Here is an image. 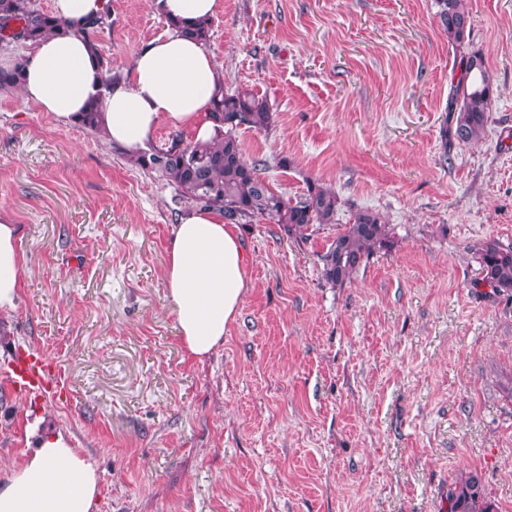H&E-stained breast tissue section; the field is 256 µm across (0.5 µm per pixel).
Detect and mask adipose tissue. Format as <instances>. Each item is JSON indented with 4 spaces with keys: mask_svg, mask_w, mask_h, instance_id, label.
I'll return each mask as SVG.
<instances>
[{
    "mask_svg": "<svg viewBox=\"0 0 512 512\" xmlns=\"http://www.w3.org/2000/svg\"><path fill=\"white\" fill-rule=\"evenodd\" d=\"M103 0H53L64 31L31 45L20 92L63 122L82 117L100 78L85 33ZM224 73L201 43L171 29L139 51L127 74L102 100L99 121L113 146L133 156L166 124L214 134L210 102ZM24 275L17 227L0 215V311L15 310ZM182 346L203 359L224 344L247 288L246 257L222 212L196 208L176 224L164 269ZM29 453L0 479V512H91L98 494L95 467L61 432L32 426Z\"/></svg>",
    "mask_w": 512,
    "mask_h": 512,
    "instance_id": "ef3b65f1",
    "label": "adipose tissue"
}]
</instances>
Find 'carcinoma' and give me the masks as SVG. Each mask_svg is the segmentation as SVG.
<instances>
[{"label": "carcinoma", "instance_id": "cac0c4a2", "mask_svg": "<svg viewBox=\"0 0 512 512\" xmlns=\"http://www.w3.org/2000/svg\"><path fill=\"white\" fill-rule=\"evenodd\" d=\"M438 16L449 38L461 44L470 33L469 16L461 0H436ZM197 41L206 43L211 37V24L175 23ZM64 28L54 15L38 8L35 0H0V48L15 49L19 44H33ZM102 71L100 92L89 102L79 124L98 133L97 114L101 99L112 82L121 77L112 63L97 54ZM25 56L10 70L0 69V89L18 88L23 81ZM461 74L448 106V127L443 138L459 142H476L484 134L489 119L493 86L482 57L464 56ZM210 119L214 137L208 142H195L181 134L172 135L159 147L129 158L143 173L166 181L183 197L202 208L224 214L229 224H239L260 217L279 225L285 235H303L314 224H332L340 205L338 194L331 188L310 181L306 190L295 198L273 190L263 174L271 168L269 159L261 156L248 161L237 132L239 128L267 132L274 124V112L264 97L250 90L231 93L219 89L212 102ZM393 246L390 230L380 213L358 210L344 229L336 234L321 256L322 279L342 285L351 279L361 264L381 249ZM484 282L491 292L512 290V246L487 240L475 251ZM448 512H497L480 479L471 475L456 483L448 493Z\"/></svg>", "mask_w": 512, "mask_h": 512}]
</instances>
